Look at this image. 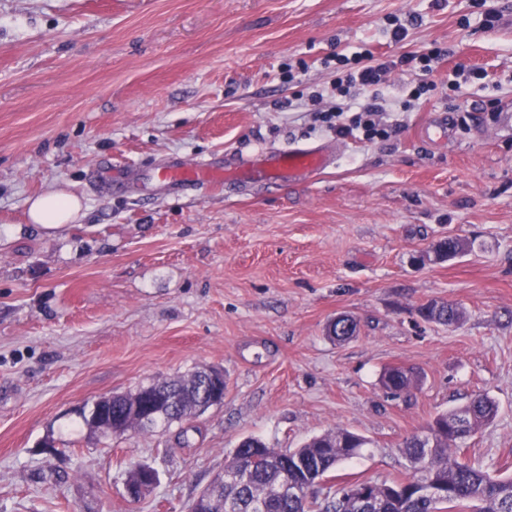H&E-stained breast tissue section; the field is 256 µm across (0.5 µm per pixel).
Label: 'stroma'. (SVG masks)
Listing matches in <instances>:
<instances>
[{
  "instance_id": "1",
  "label": "stroma",
  "mask_w": 512,
  "mask_h": 512,
  "mask_svg": "<svg viewBox=\"0 0 512 512\" xmlns=\"http://www.w3.org/2000/svg\"><path fill=\"white\" fill-rule=\"evenodd\" d=\"M494 5L487 29L472 0H0V512H186L243 438L293 449L336 427L370 444L320 493L389 482L403 439L477 393L497 413L459 457L512 476V120L490 115L512 105V0ZM392 15L418 18L398 43ZM433 43L450 55L413 107L418 73L387 77L390 138L314 122L312 91L336 102L334 55ZM460 64L476 76L453 94ZM435 118L445 143L421 137ZM310 145L331 163L302 182L142 177ZM52 187L84 204L57 231L26 221ZM448 237L468 251L432 261ZM431 301L464 319L424 320ZM341 314L358 333L336 342ZM393 365L419 372L410 396L383 390ZM206 367L227 388L199 417L106 439L80 416ZM135 462L160 474L137 501Z\"/></svg>"
}]
</instances>
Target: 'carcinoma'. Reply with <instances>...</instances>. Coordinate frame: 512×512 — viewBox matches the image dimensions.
Wrapping results in <instances>:
<instances>
[{
    "label": "carcinoma",
    "mask_w": 512,
    "mask_h": 512,
    "mask_svg": "<svg viewBox=\"0 0 512 512\" xmlns=\"http://www.w3.org/2000/svg\"><path fill=\"white\" fill-rule=\"evenodd\" d=\"M468 244L459 239L444 241L435 249V259L443 261L450 254H460ZM427 321L458 324L464 310L454 304L432 301L419 309ZM327 335L334 341H346L357 335V323L340 316L328 325ZM380 382L391 395L409 393L419 383V376L400 365L385 369ZM176 393L195 396L218 391L224 395L226 383H205L195 371L170 382ZM494 402L476 395L467 405L437 414L427 425L434 447L428 448L415 436L406 437L399 452L406 460L407 476L390 483L363 485L354 482L332 494L318 498L317 486L335 467L363 456L369 445L364 436L347 429L328 430L295 449L269 448L254 437L243 439L224 465V472L234 476V483L224 486V501H215L211 512H448L464 505L470 512H512V477L495 478L480 464L461 461L450 454L496 414ZM186 416L185 409L164 411L155 423L141 428L147 432L161 423L169 426ZM310 488L301 498H291L281 488L288 480ZM366 493L358 491V486ZM442 492L438 501L428 489Z\"/></svg>",
    "instance_id": "carcinoma-1"
}]
</instances>
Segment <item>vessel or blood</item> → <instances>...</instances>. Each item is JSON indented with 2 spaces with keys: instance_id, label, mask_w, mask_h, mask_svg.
<instances>
[{
  "instance_id": "obj_1",
  "label": "vessel or blood",
  "mask_w": 512,
  "mask_h": 512,
  "mask_svg": "<svg viewBox=\"0 0 512 512\" xmlns=\"http://www.w3.org/2000/svg\"><path fill=\"white\" fill-rule=\"evenodd\" d=\"M327 166L326 158L317 148L288 151H261L247 159H235L226 167L209 162L192 165L172 164L149 172L151 181L165 186H183L210 180H223L225 185H247L255 181L297 182Z\"/></svg>"
}]
</instances>
